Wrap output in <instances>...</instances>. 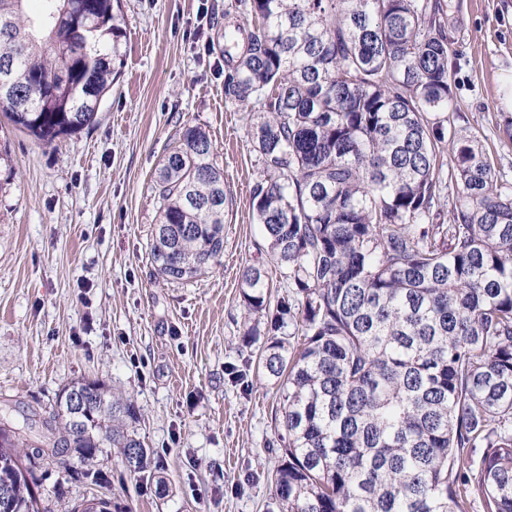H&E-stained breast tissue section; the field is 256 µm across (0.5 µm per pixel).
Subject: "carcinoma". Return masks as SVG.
I'll list each match as a JSON object with an SVG mask.
<instances>
[{
    "mask_svg": "<svg viewBox=\"0 0 512 512\" xmlns=\"http://www.w3.org/2000/svg\"><path fill=\"white\" fill-rule=\"evenodd\" d=\"M26 2L0 0V111L50 144L97 123L121 27L113 0H43L37 15ZM231 7L224 100L256 114L252 213L288 283L272 314L264 269L241 271L243 336L268 337L278 388L279 512H512V188L449 112L439 0ZM153 191L158 277L205 274L224 255L227 201L206 129L182 128ZM86 384L77 424L64 389L44 422L0 418V487L21 512H47L42 460L92 467L111 451L133 475L151 467L132 401Z\"/></svg>",
    "mask_w": 512,
    "mask_h": 512,
    "instance_id": "carcinoma-1",
    "label": "carcinoma"
}]
</instances>
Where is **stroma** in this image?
Returning a JSON list of instances; mask_svg holds the SVG:
<instances>
[{"instance_id": "stroma-1", "label": "stroma", "mask_w": 512, "mask_h": 512, "mask_svg": "<svg viewBox=\"0 0 512 512\" xmlns=\"http://www.w3.org/2000/svg\"><path fill=\"white\" fill-rule=\"evenodd\" d=\"M231 0H120L121 73L97 124L38 143L0 115V413L21 421L75 380L132 396L154 453L130 477L102 457L44 463L48 512L93 498L111 512H275L282 461L277 388L246 342L239 277L265 267L270 308L288 295L252 216L257 157L249 112L224 100V7ZM458 51L457 109L501 157L512 117V0H443ZM209 130L231 195L224 255L187 284L154 277V174L184 125Z\"/></svg>"}]
</instances>
